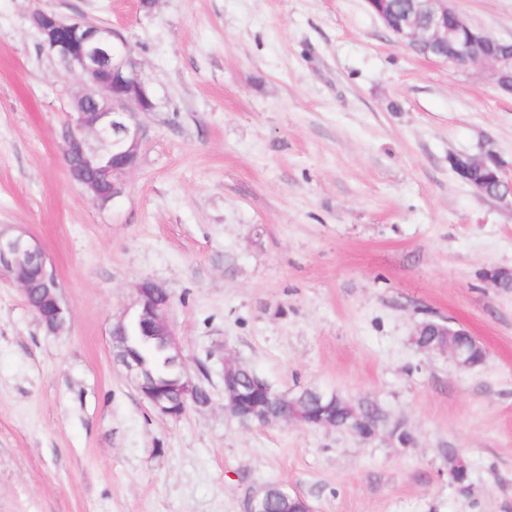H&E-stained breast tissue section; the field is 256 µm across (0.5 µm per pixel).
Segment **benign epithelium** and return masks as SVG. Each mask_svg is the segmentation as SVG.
<instances>
[{
    "instance_id": "benign-epithelium-1",
    "label": "benign epithelium",
    "mask_w": 512,
    "mask_h": 512,
    "mask_svg": "<svg viewBox=\"0 0 512 512\" xmlns=\"http://www.w3.org/2000/svg\"><path fill=\"white\" fill-rule=\"evenodd\" d=\"M417 12L426 16V23L408 22L395 28L397 39L412 48H446L443 60L461 68H484L488 79L500 90L512 94V56L494 61L483 54V47L500 39L471 25L460 15L452 0H416ZM32 25L42 36L43 45L64 65L65 71L83 87L73 102L66 136V162L77 159L94 173V179L83 183L92 201L101 208L125 192L124 176L137 168L145 130L139 115L157 108L155 98L142 73L131 67L123 37L113 29L88 23L81 18H62L54 13L35 10L30 15ZM457 173L469 179L475 192L485 196V183L501 188L496 199L512 200V164L489 149L480 157L458 154L453 158ZM0 266L8 268L20 288L32 270H38L46 284V311L35 312L41 321L49 320L56 330L64 328L67 309L56 295V280L47 269L46 256L40 246L24 234L0 235ZM154 282L144 280L136 286V319L146 334L161 336L180 363H185L181 345L167 315L168 305L156 302ZM446 339L436 348L448 353L461 370L474 367L469 353L457 345L443 327ZM127 377L142 398L162 415L177 418L196 401L197 383L182 370L178 379L181 404L156 390L147 371L134 357L119 360ZM237 358L224 357V407L244 425L268 423L266 410L268 388L266 380L255 376L247 389L240 388L236 379ZM301 423L315 428L332 426L329 410L322 402L307 413Z\"/></svg>"
}]
</instances>
